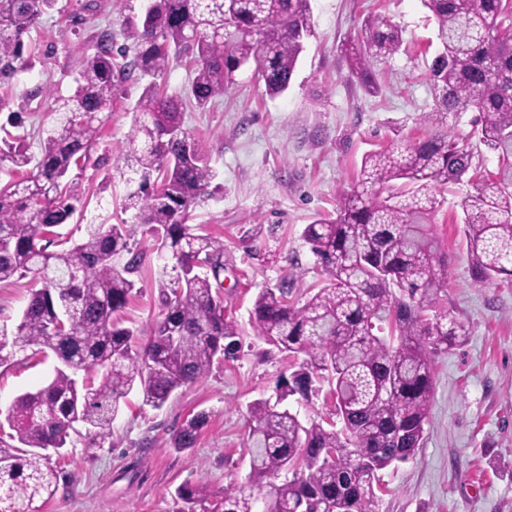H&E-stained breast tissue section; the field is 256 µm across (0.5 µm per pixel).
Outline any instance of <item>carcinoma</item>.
I'll return each instance as SVG.
<instances>
[{"label":"carcinoma","mask_w":512,"mask_h":512,"mask_svg":"<svg viewBox=\"0 0 512 512\" xmlns=\"http://www.w3.org/2000/svg\"><path fill=\"white\" fill-rule=\"evenodd\" d=\"M422 2L440 45L430 65L434 111L424 119H446L448 130L366 154L353 186L339 194L336 215L306 225L303 238L323 282L317 292L294 301L286 281L258 292L255 334L300 358L299 367L275 398L248 408L245 481L232 479L217 493L203 485L177 490L202 512H336L339 504L379 512L378 471L414 459L421 447L433 357L468 336L464 320L437 309L448 256L433 230L440 202L432 188L468 178L462 211L474 282L512 281V0ZM56 3L0 0V84L33 67L25 37ZM311 28L310 0H152L129 27L136 41L130 60L115 61L110 25L85 44L76 91L51 108L54 126L38 160L0 125V156L35 169L0 186V283L36 279L14 331L0 335V368L30 360L32 347L58 360L45 386L15 397L0 414L12 430L9 440L0 438V512H42L60 480L45 450L74 436L86 437L89 449L112 443L120 400L134 386L160 409L173 391L237 356L238 328L220 291L224 249L187 224L215 174L183 129V96L157 79L190 57L188 94L204 107L229 93L235 72L252 63L275 98L288 90ZM400 47L397 26L366 22L346 48L352 73L372 85L374 66ZM144 79L135 132L121 151L142 171L129 203L134 221L87 224L77 241L54 231L83 207L66 181L71 164L93 160L104 113L126 83ZM469 112L470 134L497 157L494 174L473 167V153L455 134ZM140 236L167 255L159 312L137 329L121 325L118 313L136 289ZM324 379L336 419L304 423L285 401L309 400ZM206 419L204 412L186 419L171 447H193ZM256 489L265 496L255 497Z\"/></svg>","instance_id":"obj_1"}]
</instances>
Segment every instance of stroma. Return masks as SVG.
Listing matches in <instances>:
<instances>
[{"mask_svg":"<svg viewBox=\"0 0 512 512\" xmlns=\"http://www.w3.org/2000/svg\"><path fill=\"white\" fill-rule=\"evenodd\" d=\"M148 4L113 0L93 25L68 10L42 16L26 39L34 69L0 86V96L21 111L16 133L26 137L30 154L39 155L54 119L43 102H26V93L48 84L57 96H72L79 49L95 25L111 26L116 45L126 44L124 20H140ZM310 8L313 34L283 95H266L249 66L224 98L204 109L184 106L183 127L217 173L190 222L224 246V308L239 325L240 352L200 382L178 388L162 409L145 405L140 390L130 391L113 423V446L89 450L78 441L53 455L59 489L43 512H179L176 491L183 485L218 491L230 479L244 480L247 409L273 396L277 382L292 373L290 360L253 331L257 293L283 281L294 297L316 292L319 276L304 227L335 213L366 152L440 132L423 120L433 109L429 66L438 43L420 0H310ZM376 19L395 23L402 45L376 66V87L369 90L352 74L346 47L364 21ZM141 92L131 85L114 100L95 151L99 165L69 173L84 202L81 223L133 217L125 204L139 175L120 167L118 150L134 132ZM470 188L467 182L436 188L434 225L448 255L444 308L468 323L469 337L435 356L424 442L414 460L382 471L379 512H512V284H473L461 209ZM138 249L144 254L138 294L124 314L133 328L156 316L161 273L154 241L142 240ZM54 366L49 358L0 368V404L43 385ZM200 411L208 419L194 447L171 448L173 432Z\"/></svg>","mask_w":512,"mask_h":512,"instance_id":"stroma-1","label":"stroma"}]
</instances>
